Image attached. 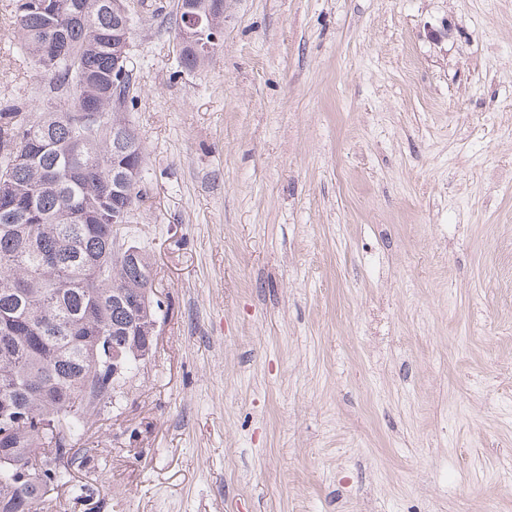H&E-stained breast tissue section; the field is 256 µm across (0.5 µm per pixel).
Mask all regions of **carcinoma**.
Returning a JSON list of instances; mask_svg holds the SVG:
<instances>
[{"mask_svg": "<svg viewBox=\"0 0 512 512\" xmlns=\"http://www.w3.org/2000/svg\"><path fill=\"white\" fill-rule=\"evenodd\" d=\"M14 9L16 57L47 79L44 104H0V417L16 425L0 436V512H39L66 472L58 462L124 397L104 366L107 345L124 352L129 374L143 362V327L154 314L127 299L152 288V264L119 252L125 225L112 217L146 197L145 185L119 180L125 161L146 164L132 127L112 131L113 109L135 103L132 62H117L112 30L134 33L136 13L112 0H43ZM81 91L73 110L53 108ZM105 336L99 343L95 332ZM48 417L66 433L45 447L37 425ZM45 467L19 483L13 466L34 451Z\"/></svg>", "mask_w": 512, "mask_h": 512, "instance_id": "carcinoma-1", "label": "carcinoma"}]
</instances>
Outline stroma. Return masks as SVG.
<instances>
[{
    "label": "stroma",
    "instance_id": "35a3bbf8",
    "mask_svg": "<svg viewBox=\"0 0 512 512\" xmlns=\"http://www.w3.org/2000/svg\"><path fill=\"white\" fill-rule=\"evenodd\" d=\"M159 1L125 233L166 316L48 512H512V0H232L193 72Z\"/></svg>",
    "mask_w": 512,
    "mask_h": 512
}]
</instances>
